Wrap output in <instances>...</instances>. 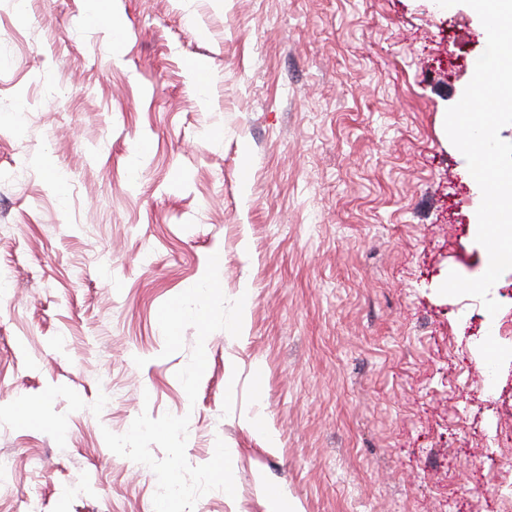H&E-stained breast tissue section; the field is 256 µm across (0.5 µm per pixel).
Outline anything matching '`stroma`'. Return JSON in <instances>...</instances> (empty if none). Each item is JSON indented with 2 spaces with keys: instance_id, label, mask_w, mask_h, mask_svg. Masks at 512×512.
I'll return each instance as SVG.
<instances>
[{
  "instance_id": "stroma-1",
  "label": "stroma",
  "mask_w": 512,
  "mask_h": 512,
  "mask_svg": "<svg viewBox=\"0 0 512 512\" xmlns=\"http://www.w3.org/2000/svg\"><path fill=\"white\" fill-rule=\"evenodd\" d=\"M0 0V512H154L113 453L148 412L227 445L297 512H502L512 270L489 314L480 190L448 107L487 34L435 0ZM219 257L248 329L205 341L196 400L158 310ZM262 414L277 448L244 425Z\"/></svg>"
}]
</instances>
